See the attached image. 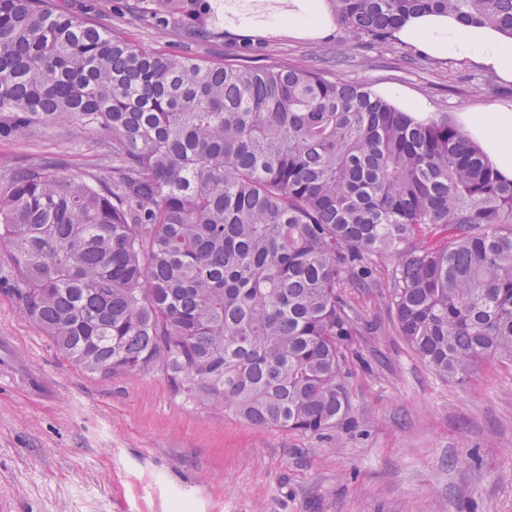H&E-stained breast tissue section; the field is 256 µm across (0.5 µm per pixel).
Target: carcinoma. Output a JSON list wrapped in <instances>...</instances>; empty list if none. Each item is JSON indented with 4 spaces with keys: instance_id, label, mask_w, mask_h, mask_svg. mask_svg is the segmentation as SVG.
<instances>
[{
    "instance_id": "carcinoma-1",
    "label": "carcinoma",
    "mask_w": 512,
    "mask_h": 512,
    "mask_svg": "<svg viewBox=\"0 0 512 512\" xmlns=\"http://www.w3.org/2000/svg\"><path fill=\"white\" fill-rule=\"evenodd\" d=\"M352 38L419 11L512 35V0H330ZM159 31L220 35L211 0H140ZM109 137L112 180L32 161L0 187L25 318L82 372L157 369L174 396L259 428L349 418L344 288L376 284L444 377L512 362V179L446 112L366 83L140 49L55 0H0V137Z\"/></svg>"
}]
</instances>
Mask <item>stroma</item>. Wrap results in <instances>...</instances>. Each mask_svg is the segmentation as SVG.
Returning <instances> with one entry per match:
<instances>
[{
	"label": "stroma",
	"mask_w": 512,
	"mask_h": 512,
	"mask_svg": "<svg viewBox=\"0 0 512 512\" xmlns=\"http://www.w3.org/2000/svg\"><path fill=\"white\" fill-rule=\"evenodd\" d=\"M134 0H64L144 49L205 63L273 64L347 82L393 86L432 111L512 101V83L416 47L342 26L322 37L280 29L192 40L158 31ZM104 136L77 126L0 138V183L46 159L78 178L110 179ZM0 248V507L5 512H512V362L445 378L397 336L377 288H345L372 331L354 337L344 383L349 427L321 436L262 429L175 398L161 372L108 379L60 357L19 312Z\"/></svg>",
	"instance_id": "1"
}]
</instances>
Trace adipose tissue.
I'll list each match as a JSON object with an SVG mask.
<instances>
[{
    "label": "adipose tissue",
    "mask_w": 512,
    "mask_h": 512,
    "mask_svg": "<svg viewBox=\"0 0 512 512\" xmlns=\"http://www.w3.org/2000/svg\"><path fill=\"white\" fill-rule=\"evenodd\" d=\"M224 10L241 29L260 23L269 31L285 27L309 38L335 24L328 0H288L287 9L271 11L260 21L248 0H225ZM396 37L430 57L472 62L512 83V36L495 29L462 23L451 14H418L406 18ZM463 122L494 167L512 178V104L494 101L467 109Z\"/></svg>",
    "instance_id": "obj_1"
}]
</instances>
